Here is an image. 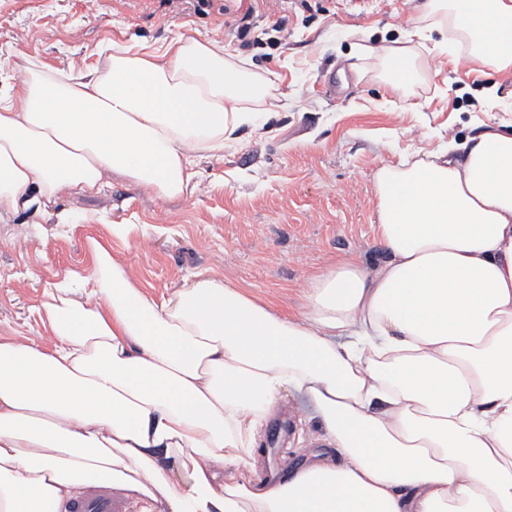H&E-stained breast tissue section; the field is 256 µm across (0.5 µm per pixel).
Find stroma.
<instances>
[{"label":"stroma","instance_id":"35a3bbf8","mask_svg":"<svg viewBox=\"0 0 512 512\" xmlns=\"http://www.w3.org/2000/svg\"><path fill=\"white\" fill-rule=\"evenodd\" d=\"M424 0H288L268 13L263 0H0V90L20 83L23 58L50 69L95 65L112 43L158 46L178 35L207 36L279 75L281 99L269 131L197 159L198 176L181 196L162 199L110 174L93 196H60L42 211L0 214V336L49 339L35 308L46 288L83 272L98 240L158 298L196 277H221L285 313L299 308L310 278L337 258L374 264L373 171L465 141L499 121L512 122V77L445 50L449 32L416 38ZM254 11L249 30L232 21ZM411 45L412 81L391 74L379 46ZM71 214L68 224L56 215ZM115 224L132 225L124 238ZM260 447L280 466L258 464L256 478L278 479L284 466L326 452L300 400L268 423Z\"/></svg>","mask_w":512,"mask_h":512}]
</instances>
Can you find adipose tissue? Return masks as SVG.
<instances>
[{"mask_svg":"<svg viewBox=\"0 0 512 512\" xmlns=\"http://www.w3.org/2000/svg\"><path fill=\"white\" fill-rule=\"evenodd\" d=\"M424 13L512 73V0ZM24 71L0 92V211L112 172L182 195L200 153L265 129L278 87L201 35ZM373 180L380 259L328 264L290 316L216 277L149 297L93 245L87 275L43 294L50 344L0 336V512H61L88 486L143 512H512V123ZM292 395L335 455L241 476Z\"/></svg>","mask_w":512,"mask_h":512,"instance_id":"ef3b65f1","label":"adipose tissue"}]
</instances>
